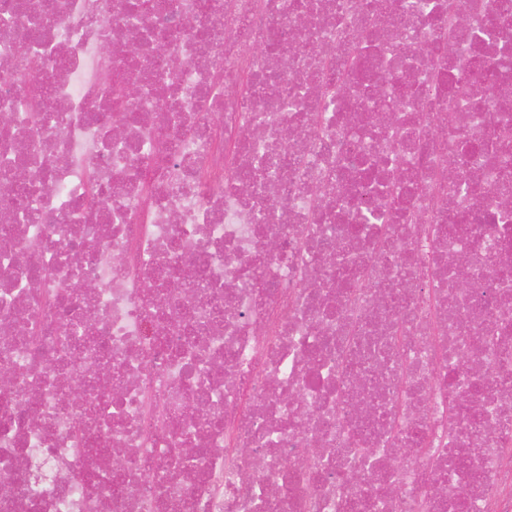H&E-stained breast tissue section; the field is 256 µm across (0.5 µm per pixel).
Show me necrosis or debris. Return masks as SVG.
<instances>
[{"label": "necrosis or debris", "mask_w": 512, "mask_h": 512, "mask_svg": "<svg viewBox=\"0 0 512 512\" xmlns=\"http://www.w3.org/2000/svg\"><path fill=\"white\" fill-rule=\"evenodd\" d=\"M411 2L0 0V512H512V0Z\"/></svg>", "instance_id": "4bbe7bcc"}]
</instances>
